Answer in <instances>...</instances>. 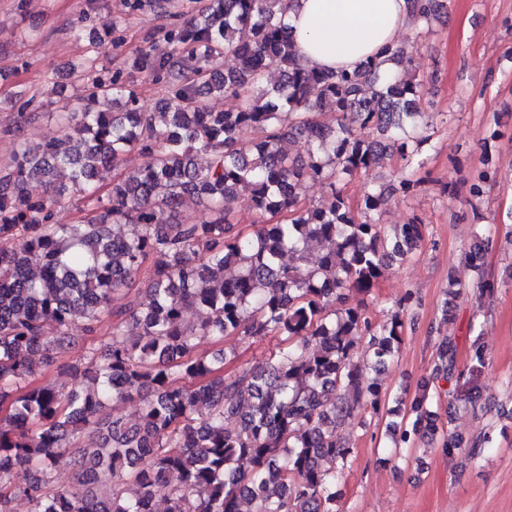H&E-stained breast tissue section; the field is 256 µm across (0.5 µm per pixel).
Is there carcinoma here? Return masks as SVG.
Instances as JSON below:
<instances>
[{"mask_svg": "<svg viewBox=\"0 0 512 512\" xmlns=\"http://www.w3.org/2000/svg\"><path fill=\"white\" fill-rule=\"evenodd\" d=\"M409 2L414 40L390 51L396 68L382 78L372 62L302 67L285 21L291 0H200L184 26L164 33V49L136 53V66L168 88L152 108L122 69L100 64L102 36L90 40L71 72L85 95L65 113L67 127L20 144L0 166V512L18 498L31 512H153L159 497L166 512H242L245 500L252 512H334L336 468L321 462L352 453L336 427L381 403V383L353 361L358 341L369 337L373 371L393 361L412 294L381 323L362 297L426 233L416 218L379 223L386 197L414 186L405 174L397 187L365 190L355 208L344 195L348 180L394 153L410 163L430 140L417 122L425 81L410 65L447 0ZM226 56L238 67L222 69ZM270 69L279 73L271 88ZM214 93L235 106L209 110L203 96ZM247 131L257 137L244 139ZM297 139L306 156L293 158L284 146ZM134 150L151 163L120 169ZM310 181L328 186L325 201L306 203ZM34 182L43 194H31ZM494 182L478 172L471 205ZM67 194L81 217L57 224ZM242 194L257 215L247 234L230 221ZM193 198L202 217H180ZM288 254L294 263H283ZM469 259L481 299L498 283L485 279L480 253ZM193 309L205 317L186 320ZM77 320L92 337L91 365L70 371L73 387L38 381ZM226 336L276 343L262 363L227 376L226 353L211 361L196 351ZM460 376L445 341L433 379ZM439 388L420 384L388 430L395 444L461 449L431 410ZM136 396L143 407L131 423L120 405ZM92 425L99 443L84 447ZM64 457L73 486L53 476ZM18 468L31 473L23 484L13 481Z\"/></svg>", "mask_w": 512, "mask_h": 512, "instance_id": "carcinoma-1", "label": "carcinoma"}]
</instances>
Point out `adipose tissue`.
<instances>
[{
  "label": "adipose tissue",
  "instance_id": "adipose-tissue-1",
  "mask_svg": "<svg viewBox=\"0 0 512 512\" xmlns=\"http://www.w3.org/2000/svg\"><path fill=\"white\" fill-rule=\"evenodd\" d=\"M288 22L301 64L334 71L395 48L411 17L408 0H295Z\"/></svg>",
  "mask_w": 512,
  "mask_h": 512
}]
</instances>
